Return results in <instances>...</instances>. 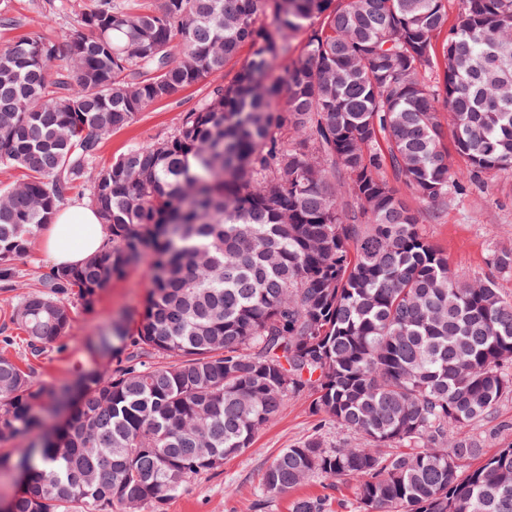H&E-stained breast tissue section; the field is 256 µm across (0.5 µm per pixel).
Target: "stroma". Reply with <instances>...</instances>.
I'll use <instances>...</instances> for the list:
<instances>
[{
  "label": "stroma",
  "mask_w": 512,
  "mask_h": 512,
  "mask_svg": "<svg viewBox=\"0 0 512 512\" xmlns=\"http://www.w3.org/2000/svg\"><path fill=\"white\" fill-rule=\"evenodd\" d=\"M88 3L89 0H63L62 6L53 7L49 0H8L17 24L10 30L0 29V45L30 33L65 45L76 10ZM208 90L205 83L187 88L142 112L133 124L113 131L103 140L94 168L111 165L131 146L174 132L183 112ZM397 190L410 206L422 211L430 242L447 254L458 277L475 280L492 274L487 263L491 247L512 243V176L480 175L476 181L466 182L460 194L433 208L425 207L407 186L398 185ZM150 288L144 267L130 268L100 291L92 310L76 309L69 334L43 356L31 359L25 351L23 335L17 330L12 333L11 347L0 344V355L22 365L31 364L36 382L44 385L100 368L103 360L90 350L91 340L119 320L128 330H135ZM310 403L306 395L288 400L278 418L259 432L249 449L227 458L219 470L191 478L163 505L162 512H291L295 499L327 494L332 497L330 512H354L355 480L350 476L341 477L333 485L316 476L288 493L263 501L257 496L263 472L282 449L317 430L332 442L352 441V434L333 425H321L319 416L311 412ZM464 433L490 451L512 444V400L501 404L491 419L465 428Z\"/></svg>",
  "instance_id": "1"
}]
</instances>
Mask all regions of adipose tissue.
<instances>
[{"label":"adipose tissue","instance_id":"adipose-tissue-1","mask_svg":"<svg viewBox=\"0 0 512 512\" xmlns=\"http://www.w3.org/2000/svg\"><path fill=\"white\" fill-rule=\"evenodd\" d=\"M105 226L97 212L77 204L60 210L54 223L41 227L39 243L59 267L80 265L99 249Z\"/></svg>","mask_w":512,"mask_h":512}]
</instances>
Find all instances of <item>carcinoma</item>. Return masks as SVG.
<instances>
[{
	"mask_svg": "<svg viewBox=\"0 0 512 512\" xmlns=\"http://www.w3.org/2000/svg\"><path fill=\"white\" fill-rule=\"evenodd\" d=\"M461 3L450 23L448 0H92L66 49L39 34L0 48V166L25 172L0 189V284L77 182L106 229L0 330L39 357L74 303L93 309L155 255L136 333L98 336L116 363L37 388L0 357V469L22 476L7 512L157 508L306 394L363 443L312 433L272 460L260 495L352 476L357 512H512V445L487 455L458 435L512 400V299L492 276L460 282L381 176L436 205L467 175L512 173V0ZM216 75L173 133L92 172L112 131ZM488 265L512 273V248Z\"/></svg>",
	"mask_w": 512,
	"mask_h": 512,
	"instance_id": "carcinoma-1",
	"label": "carcinoma"
}]
</instances>
